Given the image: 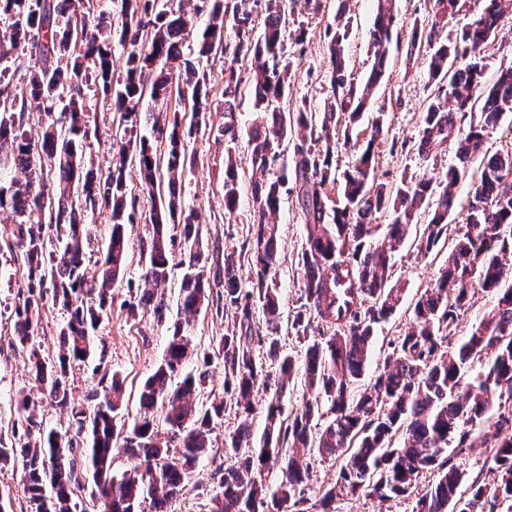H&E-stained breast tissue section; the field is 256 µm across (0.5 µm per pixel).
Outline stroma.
Returning <instances> with one entry per match:
<instances>
[{"label":"stroma","mask_w":512,"mask_h":512,"mask_svg":"<svg viewBox=\"0 0 512 512\" xmlns=\"http://www.w3.org/2000/svg\"><path fill=\"white\" fill-rule=\"evenodd\" d=\"M348 7L350 24L345 48L348 72L353 82L360 84L365 81L370 65L369 31L374 21L376 2L349 0ZM336 8V0H328L323 12L310 15L305 13L302 5L289 6L287 31H294L301 24L307 35L303 54L291 57L285 103L306 99L320 107L330 96L325 27L333 19ZM396 9L399 38L390 45L388 72L374 90L357 133L359 139L369 138L374 117L383 116L384 131L375 154L378 180L390 182L404 175H422L439 182L444 180L449 168L458 164L457 142L449 140L445 151L428 162L417 155L413 144L422 126L429 67L425 52L408 49L410 32L413 26L426 24L430 4L428 0H396ZM195 66L198 72L206 74L209 84L206 112L194 115L175 97L170 99L168 108L177 112L185 133L182 208L195 215L201 229L202 250L213 257L224 249H241L256 219L257 205L249 188L252 177L249 135L258 114L252 100L243 98L236 114V139L227 142L219 138L218 130L224 124V57L220 54L200 56L196 58ZM84 106L90 135L84 142L83 152L94 165L108 166L114 152L113 130L117 119L112 96L97 84L88 83L84 88ZM279 151L280 159L268 175L284 180L282 203L275 216L280 232L276 281L281 292V315L288 319L300 305L302 270L298 260L306 244V230L297 203L296 185L291 180L293 146L288 142L282 143ZM228 153L235 157L240 174L238 206L231 214L224 210V156ZM158 203L155 197H139L136 204L138 221L128 227L126 273L112 287V306L95 333L88 362L74 363L69 370L74 403L84 409L89 405V395L97 388L98 378L92 369L99 360H106L109 370L119 373L123 380L122 407L117 416L121 422L129 423L136 417L139 389L162 361L173 325L183 319L178 298L186 267L181 262L182 252L178 249L172 253L168 280L160 288L167 305L163 320H156L149 309H139L133 317L127 313L129 304L140 296L144 286L140 278L139 242L152 230L150 214ZM11 227V220L0 214V427L10 426L18 418V401L32 386L29 350L13 336V308L17 293L13 275L18 271V263L8 247ZM445 259L442 252L426 256L418 254L410 239L395 252L391 283L402 289L403 300L389 320L376 328L366 379H373L382 368L389 352V340L407 331L416 299L436 277ZM43 289L44 299L34 334L40 344L41 356L47 359L55 357L59 350V333L64 325L65 312L54 303L51 284H44ZM277 338L282 351L290 355L297 365L284 399V410L291 413L300 408L306 391L302 369L303 344L285 326L280 327ZM238 422L235 411L226 409L212 434V448L201 458L178 495L175 512H208L210 500L219 485L217 471L224 464V433L235 428ZM23 479L21 464H0V512H31L23 490Z\"/></svg>","instance_id":"1"}]
</instances>
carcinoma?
I'll return each instance as SVG.
<instances>
[{"instance_id": "obj_1", "label": "carcinoma", "mask_w": 512, "mask_h": 512, "mask_svg": "<svg viewBox=\"0 0 512 512\" xmlns=\"http://www.w3.org/2000/svg\"><path fill=\"white\" fill-rule=\"evenodd\" d=\"M503 4L484 0L480 13L453 41L442 39L440 32L459 12V0H430V20L413 28L409 46L428 53L431 87L414 144L418 156H437L448 138L460 132L457 114L473 113L485 48L504 34ZM285 9L286 0H267L261 16L247 0L232 6L214 0L198 55L224 45V127L218 129L222 137L234 134L244 83L240 63H249L254 106L261 112L249 138L255 170L263 173L274 166L281 141L297 136L293 175L307 241L299 260L301 305L290 328L304 344L308 398L286 417L282 402L295 363L275 338L280 322L279 254L278 225L272 217L281 204V180L251 185L259 221L248 240L251 275L246 282L237 276L233 251L224 252L223 266H215L213 276H207L208 257L201 252L193 213L183 218L181 240L165 228L180 201L185 139L177 115L162 107L143 112L141 105L146 96L163 103L175 93L197 112L206 106V79L182 50L193 17L164 0H112L107 13L92 12L85 0H0V16L8 21L0 30V49L7 48L0 60L13 54L41 62L31 69L20 95L0 69V173L14 169L23 174L0 184V211L18 218L12 235L22 272L14 336L22 344L33 339L35 312L47 280L54 301L67 312L56 360L41 358L39 348L30 344L33 386L18 400L20 425L12 426L11 436L0 437V461L22 463L31 512H73V497L88 476L96 487V512H140L146 501L152 512H173L185 480L212 447L215 421L224 416L229 400L235 402L241 421L224 433L220 491L211 498L209 512H266L270 506L277 512H309L305 483L308 458L314 454L339 462L335 482L319 499L321 512H334L336 500L360 494L381 502L413 495L414 512H512V152L490 156L484 150L486 131L503 113L512 112V65L500 68L478 115L460 138V166L448 170L417 240L418 252H432L447 234L446 221L454 209L455 187L466 174L465 163L480 157L465 226L439 274L415 301L409 331L389 342L391 352L382 370L363 388L359 382L369 367L374 328L392 316L400 301V289L389 286L392 254L434 188L425 178L377 181L375 148L382 119L363 142L349 134L386 75L397 27L395 0H377L370 31L373 58L359 85L347 75L349 23L346 0H340L326 30L332 101L321 112L305 99L288 112L276 106L288 87L290 67L282 34ZM259 26L262 33L257 35ZM115 40L130 48L125 78L116 89ZM74 51L76 60L69 68L48 63L52 55ZM91 78L113 92L120 113L118 157L105 171L86 166L80 149L89 134L82 87ZM61 102L65 107L59 113ZM33 111L46 116L40 143L25 129L24 114ZM145 122L165 135V154H158L141 135ZM340 147L352 154L338 182L335 157ZM133 159L140 173L138 190L151 194L164 180L167 193V201L151 215L152 233L141 240V280L155 288L164 284L170 254L180 243L188 269L180 288L184 314L194 315L209 303L212 284L222 281L224 312L231 313V325L216 347L224 360V393L196 404L206 373L181 375L197 349L190 323L177 324L163 362L143 384L139 417L125 431L117 423L119 374L111 375L103 391L92 393L94 405L85 411L71 401L68 370L87 356L89 332L111 306L112 285L125 273L127 226L137 221V197L125 178ZM336 183L343 206L329 210L325 186ZM237 204L238 171L229 156L225 210L231 213ZM99 207L110 210L112 227L97 282L85 275L91 228L83 218ZM386 209L393 211L394 219L381 233L376 215ZM42 212L48 213V223L32 220ZM344 275L360 299L345 311L336 307V288ZM478 290L494 296V307L468 335L458 336L459 316ZM139 307H150L157 320L163 319L164 300L153 292L143 291L129 311ZM314 321L322 326L318 339L308 334ZM258 347L265 355L255 354ZM268 366L279 371L280 383L267 397L266 424L256 441L250 422L253 393ZM45 397L70 411L75 434L43 433L35 409ZM161 422L168 430L164 442L158 440ZM119 438L131 466L116 477L112 445ZM454 441L459 448L494 449L498 477L493 484L465 483L464 471L448 457ZM274 466L280 478L272 486L265 470ZM426 472L434 474V480L421 491Z\"/></svg>"}]
</instances>
